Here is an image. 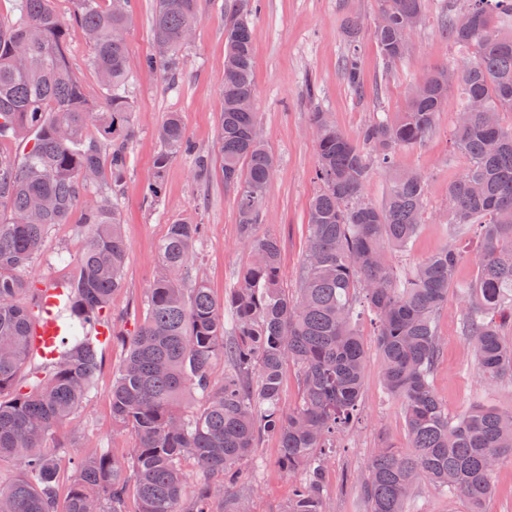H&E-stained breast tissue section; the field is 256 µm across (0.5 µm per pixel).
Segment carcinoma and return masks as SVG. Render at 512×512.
Instances as JSON below:
<instances>
[{"label":"carcinoma","instance_id":"cac0c4a2","mask_svg":"<svg viewBox=\"0 0 512 512\" xmlns=\"http://www.w3.org/2000/svg\"><path fill=\"white\" fill-rule=\"evenodd\" d=\"M73 20L93 48L90 66L103 90L89 100L67 53V30L54 0H19V14L0 20V138L25 140L19 156L0 152V459L23 464L0 484V512H58L57 457L46 442L95 387L102 348L90 341L98 326L119 340L123 356L112 380V422L136 445L125 457L109 452L76 461L65 512H248L249 489L224 497L240 465L262 435L279 442V461L296 478L284 512H326L324 473L336 437L359 422L366 352L356 325L359 306L373 314L387 394L404 415L407 449H376L356 488L364 512H407L426 481L482 512L494 472L512 455V410L476 403L456 419L436 396L432 376L443 355L438 330L448 288L455 285L463 313L458 333L485 383L512 380V31L496 24L512 17V0H466L448 5L444 24L470 50L460 65H444L411 85L403 111L380 115L352 138L325 112L310 115L319 190L308 209L304 253L295 285L284 287L281 249L260 234V211L274 158L251 136L256 113L243 107L254 95L253 31L247 0L224 23V89L215 155L195 159L194 177L213 175L236 190L242 243L253 262L217 300L191 275L204 225L181 219L169 225L158 248L157 271L143 317L130 334L108 316L123 285L129 244L115 199L134 134L127 82L133 65L123 34L134 24L129 0H72ZM202 0H156L155 54L146 67L175 78L179 53L201 18ZM422 0H378L373 35L383 67L406 56L421 22ZM349 87H364L356 45L343 62ZM458 92L453 143L468 159L448 184L456 237L482 229L483 251L474 281L456 284L462 259L451 244L420 262L400 281L390 254L407 250L426 212V183L395 170L398 151L422 144ZM97 134H89V128ZM163 150L156 178L190 149L180 115L158 130ZM393 177L382 201L364 199L373 166ZM95 202L81 224L87 245L63 310L66 332L57 355L34 363L29 327L40 313L39 288L18 275L40 251L54 224L68 223L89 191ZM224 360V379L212 369ZM297 372L300 400L285 408L284 370ZM203 408L191 407L195 395ZM201 471L190 484L184 462Z\"/></svg>","mask_w":512,"mask_h":512}]
</instances>
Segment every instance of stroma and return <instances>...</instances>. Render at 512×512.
I'll return each instance as SVG.
<instances>
[{
	"label": "stroma",
	"mask_w": 512,
	"mask_h": 512,
	"mask_svg": "<svg viewBox=\"0 0 512 512\" xmlns=\"http://www.w3.org/2000/svg\"><path fill=\"white\" fill-rule=\"evenodd\" d=\"M233 4L234 0H203L199 25L180 53L176 84H168L139 65L131 72L128 86L134 136L118 193L129 252L123 286L109 305L118 327L130 330L140 320L156 272L159 243L174 221L191 219L205 224L195 257L215 297H223L252 260L240 239L234 191L218 180L201 184L194 178L196 154H210L215 148L224 86V15ZM249 5L255 111L264 144L275 159L259 231L279 239L282 281L289 287L303 256L309 201L318 190L313 178L316 147L310 113H329L342 131L357 136L376 113L403 110L414 78L446 64L461 63L464 52L441 26L448 0H423V17L412 37L411 50L387 72L382 69L373 36L377 0H250ZM55 6L70 22L71 0H55ZM154 7L155 0H130L135 23L127 40L137 62L155 52L150 31ZM351 19L359 23L353 38L347 33ZM67 45L86 96L100 100L103 90L89 65L92 46L84 31L71 22ZM352 45L358 50L364 77L365 91L360 95L350 89L342 74L343 58ZM457 111L458 97L449 94L433 134L422 145L398 154L399 168L422 173L427 185L425 220L407 251L392 256L399 271H410L450 241L448 183L467 165L452 140ZM171 112L180 114L194 151L170 162L163 174L162 197L154 202L147 198L146 188L154 179L155 159L161 150L158 129ZM85 244L86 235L79 225H53L40 255L24 270V278L46 285L72 280ZM60 252L66 253L67 262L57 261ZM461 315L458 291L449 288L439 322L444 353L433 378L438 398L452 418L465 413L476 399L512 409V382L488 388L473 359L468 358L457 332ZM359 333L369 353L362 414L355 429L339 438L335 461L326 470L327 512H363L351 486L352 475L365 469L382 442L400 449L407 446L401 404L382 386L376 329L369 318H362ZM120 354L117 344L104 353L95 389L60 431V490H67L78 457L104 450L120 456L135 445L132 435L112 422V378ZM279 455L278 440L267 437L261 440L256 458L242 465L239 481L254 489L250 512H282L287 505L294 482L280 466Z\"/></svg>",
	"instance_id": "obj_1"
}]
</instances>
